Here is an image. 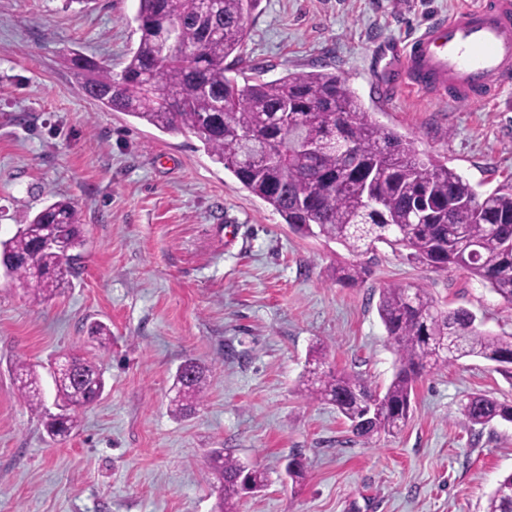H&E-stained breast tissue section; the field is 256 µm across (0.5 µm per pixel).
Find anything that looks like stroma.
<instances>
[{"label":"stroma","instance_id":"obj_1","mask_svg":"<svg viewBox=\"0 0 512 512\" xmlns=\"http://www.w3.org/2000/svg\"><path fill=\"white\" fill-rule=\"evenodd\" d=\"M466 2L258 0L243 66L266 80L322 68L346 77L374 120L483 193L512 178V85L471 106L378 77L385 50ZM136 6L0 0V238L65 198L86 239L71 286L45 302L0 276V512H215V448L268 475L240 512H484L512 473V422L471 425L462 405L474 394L512 404L493 363L423 373L407 424L369 446L299 380L321 343L328 369L386 390L397 362L377 303L390 284L421 285L439 309L469 310L501 336L512 334V306L463 270L422 269L382 244L363 257L364 283H337L349 253L295 233L191 134L86 98L88 74L67 51L120 73L138 44ZM96 322L112 331L108 348L88 333ZM73 352L106 388L54 441L43 425L57 412L48 367ZM190 358L212 373L179 419L170 388ZM20 360L42 378V412L18 392Z\"/></svg>","mask_w":512,"mask_h":512}]
</instances>
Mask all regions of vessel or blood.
<instances>
[{
  "instance_id": "obj_1",
  "label": "vessel or blood",
  "mask_w": 512,
  "mask_h": 512,
  "mask_svg": "<svg viewBox=\"0 0 512 512\" xmlns=\"http://www.w3.org/2000/svg\"><path fill=\"white\" fill-rule=\"evenodd\" d=\"M421 93L482 103L512 81V0H482L428 24L394 66Z\"/></svg>"
}]
</instances>
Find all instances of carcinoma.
Here are the masks:
<instances>
[{"instance_id": "cac0c4a2", "label": "carcinoma", "mask_w": 512, "mask_h": 512, "mask_svg": "<svg viewBox=\"0 0 512 512\" xmlns=\"http://www.w3.org/2000/svg\"><path fill=\"white\" fill-rule=\"evenodd\" d=\"M137 2L139 42L119 75L92 59H71L89 73L87 84L112 88V94L95 97L99 104L163 132H191L214 162L302 235L334 240L352 255L378 243L405 249L413 264L462 269L512 305L511 178L479 195L455 170L422 160L400 134L373 121L348 80L332 71L271 81L246 77L239 84L230 73L243 62L256 0H216L212 10L196 0ZM166 21L180 25V46L169 55L159 51ZM343 142L352 144L353 157L338 149ZM309 144L318 152H308ZM49 224L67 225L69 258L38 246ZM84 245L79 211L62 198L1 240L0 259L32 260V268L14 265L12 276L40 302L71 285ZM368 274L360 264L336 267L339 283L356 285ZM377 309L399 363L379 403H372L375 391L359 376L324 369L322 347L313 350L303 387L307 396L334 405L364 442L401 431L428 367L477 357L512 380V336L482 329L470 311H441L425 288L402 283L381 289ZM183 366L191 377L174 380L172 412L186 418L204 396L208 368L193 359ZM15 372L29 407L43 408L33 366L20 361ZM51 377L62 414L49 416L44 428L50 439H65L76 428V410L99 396L105 380L95 364L76 355L56 362ZM463 413L474 426L512 421V405L484 395L468 397ZM209 462L220 482L217 512H237L242 494L267 486L264 470L241 464L222 448L210 452ZM485 512H512V474L498 481Z\"/></svg>"}]
</instances>
